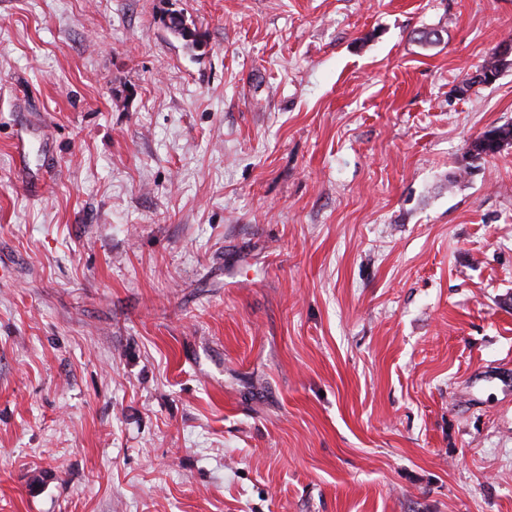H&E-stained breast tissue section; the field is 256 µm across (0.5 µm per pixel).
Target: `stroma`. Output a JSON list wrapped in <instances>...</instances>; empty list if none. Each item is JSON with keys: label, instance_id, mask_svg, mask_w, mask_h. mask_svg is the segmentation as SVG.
Returning <instances> with one entry per match:
<instances>
[{"label": "stroma", "instance_id": "35a3bbf8", "mask_svg": "<svg viewBox=\"0 0 512 512\" xmlns=\"http://www.w3.org/2000/svg\"><path fill=\"white\" fill-rule=\"evenodd\" d=\"M505 38L512 0H0V512H512V147L468 155Z\"/></svg>", "mask_w": 512, "mask_h": 512}]
</instances>
